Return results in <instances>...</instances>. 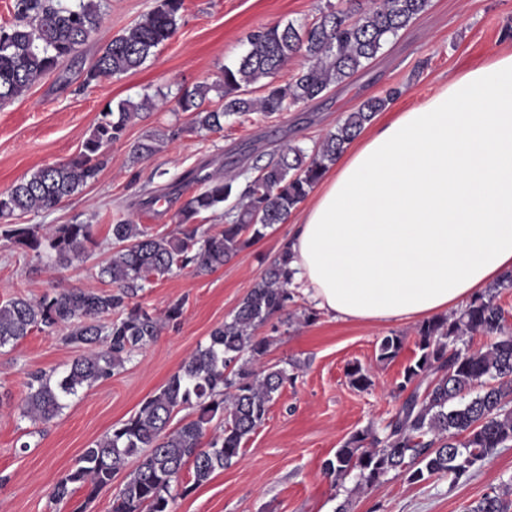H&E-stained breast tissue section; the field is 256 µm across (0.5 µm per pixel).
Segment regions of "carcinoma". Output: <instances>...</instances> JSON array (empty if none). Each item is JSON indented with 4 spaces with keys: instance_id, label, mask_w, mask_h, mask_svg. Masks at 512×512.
Listing matches in <instances>:
<instances>
[{
    "instance_id": "carcinoma-1",
    "label": "carcinoma",
    "mask_w": 512,
    "mask_h": 512,
    "mask_svg": "<svg viewBox=\"0 0 512 512\" xmlns=\"http://www.w3.org/2000/svg\"><path fill=\"white\" fill-rule=\"evenodd\" d=\"M429 0H374L369 9L330 5L310 26L288 23L251 32L249 48L235 64L224 67L218 84L206 82L177 94V106L192 113L190 130L217 132L224 118L262 112L274 115L293 105L317 100L331 85L351 78L373 59L383 43L417 19ZM18 23L0 28V104L11 102L40 77L74 58L100 21L99 0H14ZM184 0H159L139 21L112 38L85 72L89 86L101 78L125 74L143 65L171 39ZM301 54L306 65L285 83L276 77L288 60ZM265 95L247 96L246 87L260 80ZM222 105L203 107L210 92ZM387 99L365 101L349 112L318 145L280 148L266 162L253 165L256 175L240 185L237 177L185 175L200 187L191 191L177 213L178 229L153 234L128 219L109 225L113 252L99 270L110 290L61 288L33 302L15 297L0 303V348L16 344L33 330L66 327L65 341L88 352L73 360L62 375L41 370L28 374L21 416L49 422L69 406L79 390L93 386L124 368L132 354L154 342L165 323L183 313V303L154 314L134 302L152 276L192 268L207 275L282 224L322 180L336 158L376 117ZM157 101L146 95L138 103L121 102L107 108L84 141L79 154L62 164L47 165L0 194V219L50 210L96 180L102 150L123 135L131 120ZM169 135L152 131L130 147L137 163L161 150ZM221 230L211 233L195 219L216 211L227 201ZM14 242L67 266L96 244L93 225L16 224ZM280 253L262 279L237 306L233 316L215 328L209 343L198 348L165 385L147 396L127 420L90 448L75 467L55 483L52 499L60 502L76 490H86L84 512L98 492L124 474L112 500V512H171V489L183 469L192 464L188 492L211 479L218 470L239 462L245 442L264 423L270 404L288 381L281 368L261 364L269 340L256 330L287 310L293 295ZM512 289V274L451 314L428 319L416 328L418 358L404 369L400 391H409L397 412L382 427L369 425L354 432L323 463L336 480L356 473V489L380 483L392 472L411 484L434 476L457 482L481 461L512 444V329L498 298ZM107 315V323L100 317ZM482 333L494 337L484 348L472 349L463 337ZM403 337L390 335L378 344L381 361L395 359ZM351 386L371 385L359 364L347 369ZM414 389H408V386ZM475 397L464 401L466 394ZM191 408L194 417L169 428L173 415ZM217 432L204 440L210 427ZM138 460L130 469L131 460ZM468 512H512V482L484 495Z\"/></svg>"
}]
</instances>
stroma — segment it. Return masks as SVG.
<instances>
[{"mask_svg":"<svg viewBox=\"0 0 512 512\" xmlns=\"http://www.w3.org/2000/svg\"><path fill=\"white\" fill-rule=\"evenodd\" d=\"M329 0H185L174 36L138 70L88 85L84 70L112 38L147 13L155 0H101V22L79 57L35 81L20 97L0 106V193L39 168L75 157L107 105L150 95L158 109L142 112L106 152L97 181L47 211L24 216L27 224L82 221L94 227L95 246L68 267H48L16 245L0 222V303L32 300L61 288H101L100 267L112 253L108 226L128 219L155 234L177 228L176 213L189 189L184 174L194 168L246 178L256 157L286 145L313 148L345 113L371 98H388V110L426 99L448 78L512 48V0H431L426 12L385 43L377 56L325 97L291 107L280 116L253 112L226 118L219 132L190 131L191 113L181 111L180 88L220 79L224 66L248 48L247 36L280 23H312ZM154 130L174 132L160 152L131 163L129 146ZM290 223L266 236L223 267L195 276L191 269L154 277L138 301L161 313L184 300L182 317L164 326L157 340L136 350L124 369L81 390L51 423L36 427L21 418L28 372L63 371L85 346L66 343L64 329L32 331L0 349V512H112L116 486L86 501L50 498L58 478L85 448L126 420L142 400L163 386L183 361L207 345L212 331L233 315L281 249ZM310 305L295 295L286 312L257 334L271 345L263 362L290 376L265 422L247 441L241 461L216 471L191 491L172 489V512H465L491 489L512 480V447L498 449L459 483L433 478L418 484L390 473L377 486L356 490L355 476L333 484L323 463L357 430L386 423L401 405L397 389L405 367L418 355L416 322L372 324L337 321L318 314L300 319ZM400 335L404 345L390 362L378 359L382 337ZM360 364L373 381L365 391L346 375ZM27 450H20L21 442Z\"/></svg>","mask_w":512,"mask_h":512,"instance_id":"obj_1","label":"stroma"}]
</instances>
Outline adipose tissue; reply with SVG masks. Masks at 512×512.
Returning a JSON list of instances; mask_svg holds the SVG:
<instances>
[{
  "label": "adipose tissue",
  "instance_id": "ef3b65f1",
  "mask_svg": "<svg viewBox=\"0 0 512 512\" xmlns=\"http://www.w3.org/2000/svg\"><path fill=\"white\" fill-rule=\"evenodd\" d=\"M282 249L343 321L427 319L511 273L512 52L360 135Z\"/></svg>",
  "mask_w": 512,
  "mask_h": 512
}]
</instances>
